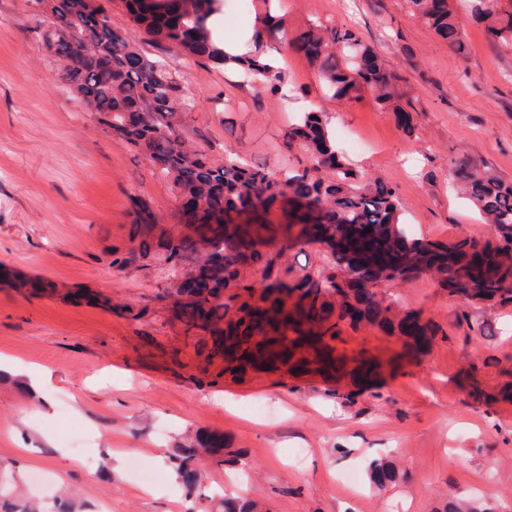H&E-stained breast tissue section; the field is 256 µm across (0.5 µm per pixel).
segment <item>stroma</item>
I'll return each mask as SVG.
<instances>
[{
	"instance_id": "1",
	"label": "stroma",
	"mask_w": 512,
	"mask_h": 512,
	"mask_svg": "<svg viewBox=\"0 0 512 512\" xmlns=\"http://www.w3.org/2000/svg\"><path fill=\"white\" fill-rule=\"evenodd\" d=\"M215 37L237 39L267 13L283 33L261 50L278 61L289 98L222 66L147 38L120 0L112 26L179 76L193 108L184 137L212 159L232 155L273 172L308 165L283 134L298 113L322 112L361 179L396 190L405 230L448 243L491 229L454 190L458 161L512 181V45L492 42L467 0H449L468 44L449 51L407 0H223ZM39 0H0V503L40 512H218L225 497L266 512H512V305L463 308L428 278L382 292L420 312L438 335L422 357L375 328L344 331V348L383 364L381 385L349 378L248 372L196 384L200 364L164 294L159 263L123 270L135 202L169 222V183L124 140L101 132L60 80L44 48ZM355 32L402 75L414 112L403 127L370 91L326 97L314 68L288 43L310 25ZM360 147H352L353 139ZM55 283L16 287L15 275ZM144 310L142 318L133 313ZM47 376L42 389L31 377ZM266 406L257 413L255 404ZM223 437L237 464L206 465L186 497L172 457L194 435ZM397 480H370L371 460ZM120 471H113L114 461Z\"/></svg>"
}]
</instances>
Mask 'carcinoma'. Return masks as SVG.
<instances>
[{
  "label": "carcinoma",
  "mask_w": 512,
  "mask_h": 512,
  "mask_svg": "<svg viewBox=\"0 0 512 512\" xmlns=\"http://www.w3.org/2000/svg\"><path fill=\"white\" fill-rule=\"evenodd\" d=\"M51 15L44 23L63 26L78 14L83 28L78 39L61 42L55 57L62 62L61 79L77 83L97 105L98 124L143 153L170 182L179 201L171 215L175 224L212 226L214 251L200 259L191 236L173 237L143 203L132 210L131 246L113 252L118 269L155 260L175 271L203 263L199 277L211 284L207 295L175 302L186 330L204 333L195 354L205 374L243 379L257 360L292 364L321 373L343 368L345 358L333 357L341 326L357 331L376 328L399 336L416 352H427L436 327L419 314L404 312L377 291L384 281L406 282L430 277L439 288L465 306L485 308L512 304V183L481 171L466 161L454 170L465 195L490 224L492 238L464 237L455 243L424 242L408 237L401 227L395 189L381 179L368 183L340 155L320 112H306L285 134L288 149L304 151L311 166L278 177L227 156L210 161L180 133V114L187 109L181 80L162 62L145 53L114 29L100 0H49ZM448 50L466 55L462 26L448 0H407ZM130 22L152 39L216 65H226L223 45L214 40L211 18L219 0H122ZM475 11L487 21L492 38L512 43V13H500L496 0H477ZM282 21L268 16L255 32L276 37ZM316 67L326 92L337 98L367 88L375 99L410 126L398 85L402 77L388 70L379 55L350 30L321 26L304 31L294 42ZM239 67L272 94L282 92V71L261 59L239 60ZM289 205L288 223L268 224L264 216L281 202ZM371 232H365V228ZM341 237L369 253L370 263L357 265ZM320 243L329 268L292 274L279 271L282 254L298 246ZM253 266L260 288L242 284L240 271ZM369 384L376 364L358 357L352 370ZM180 450L174 468L191 497L199 487L194 463L206 454L219 459L223 443L196 439ZM373 481L384 487L395 481L394 469L379 462Z\"/></svg>",
  "instance_id": "carcinoma-1"
}]
</instances>
